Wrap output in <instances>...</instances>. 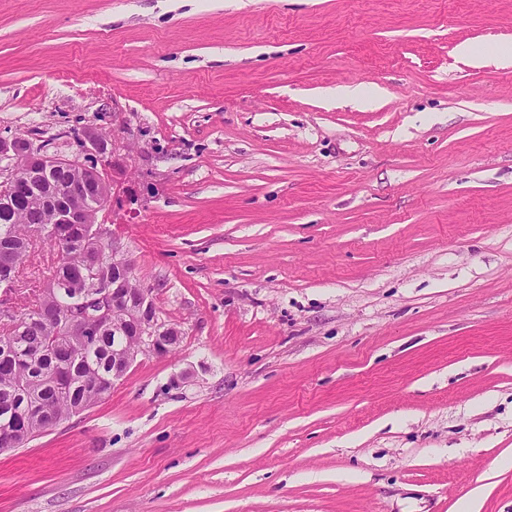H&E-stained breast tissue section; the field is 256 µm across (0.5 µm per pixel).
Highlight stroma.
Returning a JSON list of instances; mask_svg holds the SVG:
<instances>
[{
	"label": "stroma",
	"mask_w": 512,
	"mask_h": 512,
	"mask_svg": "<svg viewBox=\"0 0 512 512\" xmlns=\"http://www.w3.org/2000/svg\"><path fill=\"white\" fill-rule=\"evenodd\" d=\"M508 45L512 0H0V137L116 136L183 332L0 452V512H512Z\"/></svg>",
	"instance_id": "1"
}]
</instances>
